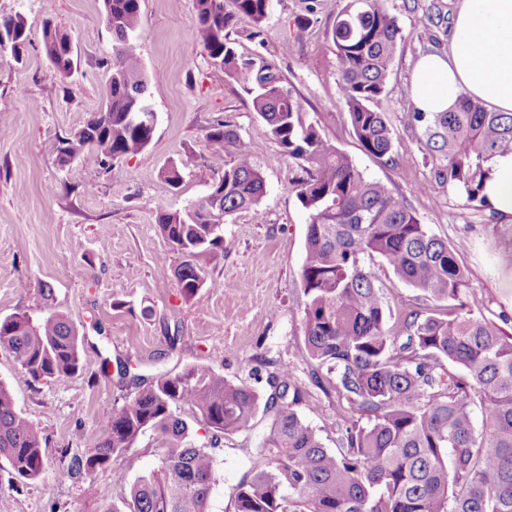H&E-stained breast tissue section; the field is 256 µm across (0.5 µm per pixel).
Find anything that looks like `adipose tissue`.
<instances>
[{"label":"adipose tissue","mask_w":512,"mask_h":512,"mask_svg":"<svg viewBox=\"0 0 512 512\" xmlns=\"http://www.w3.org/2000/svg\"><path fill=\"white\" fill-rule=\"evenodd\" d=\"M410 92L416 110L428 115L449 111L464 93L512 113V0H458L447 54L419 59ZM483 194L512 222V153L494 159Z\"/></svg>","instance_id":"adipose-tissue-1"}]
</instances>
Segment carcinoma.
I'll use <instances>...</instances> for the list:
<instances>
[{
    "label": "carcinoma",
    "mask_w": 512,
    "mask_h": 512,
    "mask_svg": "<svg viewBox=\"0 0 512 512\" xmlns=\"http://www.w3.org/2000/svg\"><path fill=\"white\" fill-rule=\"evenodd\" d=\"M195 3L194 39L250 96L272 140L300 169L290 188L310 218L300 269L303 341L318 369L335 378L336 394L347 404L345 429L336 450L326 448L299 412L306 392L286 364L271 376L265 398L243 381L191 365L114 405L93 448L64 452L67 473L82 477L92 494L97 472L154 431L164 440L160 465L120 484L112 512H210L214 449L248 430L262 408L273 412L269 431L253 448L262 466L233 487V512H512V333L474 315L465 301L460 246L431 234L404 193L366 179L316 126L303 125L301 102L284 89L272 64L239 57L230 38L234 21L243 17L260 27L270 0H231L230 11L224 0ZM103 9L115 40L104 99L59 141L62 165L80 159L104 168L143 151L154 136L134 119L150 111L144 67L131 44L140 0H103ZM42 38L52 74L69 76L72 36L47 18ZM401 40L397 19L380 0H347L336 14L332 42L351 127L363 151L392 169L400 161L378 102ZM28 44L23 16L0 18V56L20 61ZM412 118L424 123L427 148L442 157L435 177L485 204L490 163L512 152V113L463 96L450 112ZM205 142L216 153L232 148L233 162L205 196L156 217L182 256L173 276L189 299L200 298L207 268L224 261V225L212 218L256 206L265 194L250 144L230 123L210 126ZM375 258L399 281L448 302L446 314L428 306L393 311L366 265ZM82 339L65 314L50 308L37 320L26 313L0 317V350L36 383H60L84 371ZM184 408L207 441L190 439ZM0 458L22 482L37 480L45 466L41 432L1 381Z\"/></svg>",
    "instance_id": "obj_1"
}]
</instances>
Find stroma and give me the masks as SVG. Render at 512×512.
<instances>
[{
  "label": "stroma",
  "mask_w": 512,
  "mask_h": 512,
  "mask_svg": "<svg viewBox=\"0 0 512 512\" xmlns=\"http://www.w3.org/2000/svg\"><path fill=\"white\" fill-rule=\"evenodd\" d=\"M382 4L402 31L379 104L402 163L396 170L366 154L352 131L331 39L338 0H271L259 35L241 19L231 37L244 59L276 67L302 102L303 123L319 128L365 178L403 192L433 234L461 243L459 262L476 315L512 323V238L489 207L436 181L421 128L408 119L415 110L411 72L421 56L447 51L457 0ZM140 5L133 45L157 125L147 148L102 169L80 161L59 166L55 152L58 140L101 102L114 44L102 0H0V17L22 15L31 31L23 63L0 58V130L7 133L0 139V317L23 311L36 318L54 307L83 333L86 364L63 383H34L0 351V381L40 430L47 454L40 478L25 485L13 484L0 460V512H110L117 483L154 471L163 448L149 431L99 473L94 494L65 473L63 450L98 443L113 405L134 394L136 376L149 381L198 364L265 395L270 375L284 363L307 392L300 411L326 447H335L340 435V401L328 382L315 378L303 344L299 273L309 212L289 189L298 169L250 98L194 40L195 0ZM47 15L75 43L77 65L66 78L53 75L45 57ZM303 20L308 26L301 32ZM220 120L252 145L266 193L257 206L227 217L224 261L208 269L201 299H188L161 278L160 266L176 267L181 256L162 236L156 214L184 210L232 162L231 151L216 154L205 145L208 127ZM171 164L184 173L176 189L160 176ZM121 364L127 377L118 373ZM268 424L267 414H257L250 430L217 448L211 512H232V488L253 467L252 450Z\"/></svg>",
  "instance_id": "1"
}]
</instances>
